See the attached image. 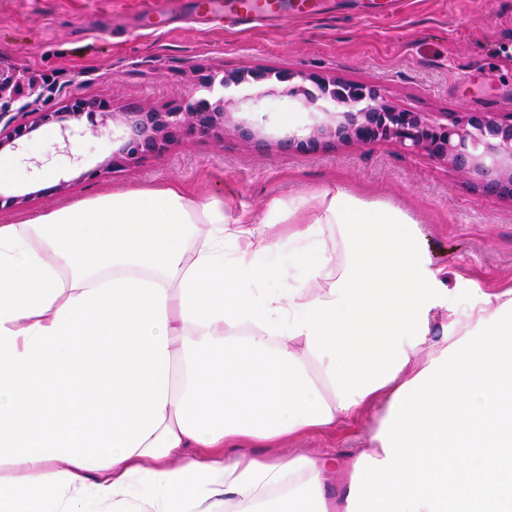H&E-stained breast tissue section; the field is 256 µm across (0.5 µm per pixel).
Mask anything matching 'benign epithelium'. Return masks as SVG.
I'll list each match as a JSON object with an SVG mask.
<instances>
[{"instance_id": "7a95c632", "label": "benign epithelium", "mask_w": 512, "mask_h": 512, "mask_svg": "<svg viewBox=\"0 0 512 512\" xmlns=\"http://www.w3.org/2000/svg\"><path fill=\"white\" fill-rule=\"evenodd\" d=\"M286 82L282 93L316 112L330 100L339 120L335 125H317L306 139L294 137L280 143L286 149H314L326 141L360 144L395 142L411 152L424 153L450 164L472 177L482 192L512 200V113L442 112L431 118L392 105L379 85L351 81L320 73L253 70L244 73L208 75L201 87L213 90L238 85L247 79L259 83L270 78ZM301 82L292 83L295 78ZM103 104L95 97H70L60 107L48 106L29 123L18 122V113L0 108V151L19 149L22 139L41 126L59 125L61 152L74 157L73 149L85 131L73 122L87 120L97 126ZM226 99L210 100L191 90L166 112H143L131 108L121 113L125 134L112 157V165H136L150 156L166 153L174 143L189 138H221L224 135Z\"/></svg>"}]
</instances>
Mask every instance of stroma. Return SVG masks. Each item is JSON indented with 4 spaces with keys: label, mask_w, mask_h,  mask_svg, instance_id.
Segmentation results:
<instances>
[{
    "label": "stroma",
    "mask_w": 512,
    "mask_h": 512,
    "mask_svg": "<svg viewBox=\"0 0 512 512\" xmlns=\"http://www.w3.org/2000/svg\"><path fill=\"white\" fill-rule=\"evenodd\" d=\"M393 15L374 0H330L326 13L239 31L223 16L182 19L153 29L139 0H0V69L24 88L95 95L110 111L131 105L162 112L208 72L289 69L320 72L386 88L390 101L428 115L512 113V0H396ZM281 82L230 86L234 101L220 139H185L166 153L102 176L124 133L106 120L77 144L79 163L55 149L57 125L4 150L15 175L0 183V224L132 187L178 184L223 198L229 218L263 214L268 203L305 199L336 187L364 201L400 207L419 225L434 267L458 301L470 283L512 287V202L484 194L446 163L394 142L331 143L312 151L280 148L308 137L327 116L281 96ZM250 127L244 137L240 126ZM39 160L41 169L30 166ZM20 197L17 205L8 204ZM376 411L351 428L305 438L303 447L339 459L364 447Z\"/></svg>",
    "instance_id": "stroma-1"
}]
</instances>
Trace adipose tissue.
<instances>
[{
	"mask_svg": "<svg viewBox=\"0 0 512 512\" xmlns=\"http://www.w3.org/2000/svg\"><path fill=\"white\" fill-rule=\"evenodd\" d=\"M316 198L0 224V512H512V287L457 305L403 211ZM376 402L358 455L276 454Z\"/></svg>",
	"mask_w": 512,
	"mask_h": 512,
	"instance_id": "ef3b65f1",
	"label": "adipose tissue"
}]
</instances>
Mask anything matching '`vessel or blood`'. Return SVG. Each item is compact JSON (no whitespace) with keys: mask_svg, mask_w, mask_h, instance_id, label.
<instances>
[{"mask_svg":"<svg viewBox=\"0 0 512 512\" xmlns=\"http://www.w3.org/2000/svg\"><path fill=\"white\" fill-rule=\"evenodd\" d=\"M196 7L207 14H224L239 27L268 19L288 22L321 11L318 0H198Z\"/></svg>","mask_w":512,"mask_h":512,"instance_id":"obj_1","label":"vessel or blood"}]
</instances>
